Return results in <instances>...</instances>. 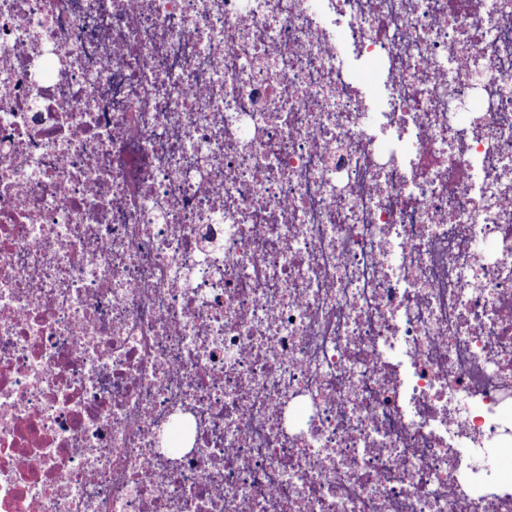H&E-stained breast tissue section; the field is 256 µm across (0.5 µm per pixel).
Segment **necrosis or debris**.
<instances>
[{
    "label": "necrosis or debris",
    "mask_w": 512,
    "mask_h": 512,
    "mask_svg": "<svg viewBox=\"0 0 512 512\" xmlns=\"http://www.w3.org/2000/svg\"><path fill=\"white\" fill-rule=\"evenodd\" d=\"M510 461L512 0H0V512H512ZM341 60L344 62V66L357 79L359 86L362 87L368 100L371 103L376 104L380 96V88L377 83L369 81L371 77L367 73H362L359 63L347 49H342Z\"/></svg>",
    "instance_id": "1"
}]
</instances>
